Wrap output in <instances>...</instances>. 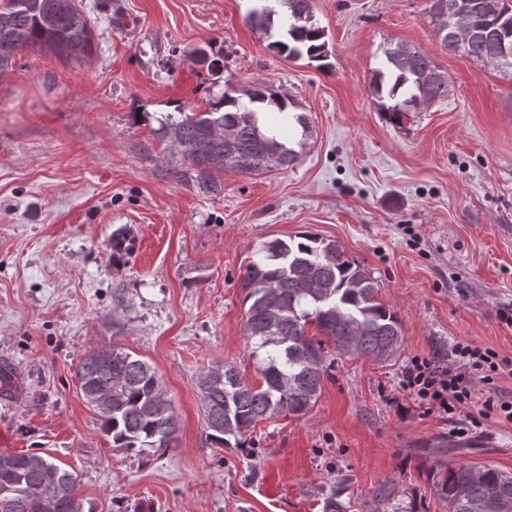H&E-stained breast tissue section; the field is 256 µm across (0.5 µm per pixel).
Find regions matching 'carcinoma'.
Wrapping results in <instances>:
<instances>
[{
    "label": "carcinoma",
    "instance_id": "obj_1",
    "mask_svg": "<svg viewBox=\"0 0 512 512\" xmlns=\"http://www.w3.org/2000/svg\"><path fill=\"white\" fill-rule=\"evenodd\" d=\"M71 2L0 0V77L29 48H51L75 63L91 54L90 19ZM430 13L448 51L512 68V0H433ZM278 15L285 39L276 46L288 57H326L325 32L309 0L262 4L250 20L268 32ZM504 39L507 57L499 51ZM447 91L448 78L433 60L404 42L383 50L382 66L371 79L379 110L395 120ZM246 97L243 102L226 91L203 111L191 108L157 119L156 139L176 148L193 166L190 178L203 195L222 192L214 170L262 175L297 161L298 152L263 122L269 114L289 113L292 99L264 82L252 86ZM255 255L241 277V289L248 303L245 336L262 384L249 385L227 363L207 369L198 382L206 437L220 448L243 444L259 422L310 411L324 389L329 352L381 360L395 355L402 343L401 320L379 301L378 280L335 241L301 232L287 241H265ZM310 324L318 335L308 334ZM76 377L114 447H172L174 408L148 362L122 347L102 346L86 352ZM441 470L436 492L453 503L454 512H472L478 502L497 504L496 512H512V475L461 464ZM3 498L13 503L11 512H84L74 473L48 454L0 453Z\"/></svg>",
    "mask_w": 512,
    "mask_h": 512
}]
</instances>
